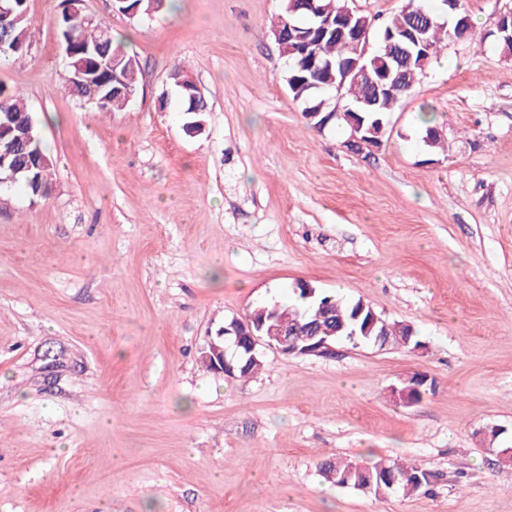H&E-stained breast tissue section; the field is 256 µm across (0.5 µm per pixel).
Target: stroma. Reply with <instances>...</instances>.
<instances>
[{
    "label": "stroma",
    "mask_w": 512,
    "mask_h": 512,
    "mask_svg": "<svg viewBox=\"0 0 512 512\" xmlns=\"http://www.w3.org/2000/svg\"><path fill=\"white\" fill-rule=\"evenodd\" d=\"M449 42L374 150L316 131L284 81L282 0H179L150 17L85 0L141 66L125 111L67 95L57 0H28L0 58L51 155L54 191L0 184V512H512V0H463ZM208 103L201 132L171 79ZM432 121L448 145L422 139ZM306 281L411 325L424 348L342 341L204 369L226 320ZM415 405L391 390L414 373ZM418 466L412 494L324 481L321 460ZM26 6L20 7L16 5L15 12L10 6L4 7L0 4V27L3 26L5 29L11 26L12 16H18V19L14 25L10 27V46L16 45V47H28L31 45L30 31L33 26V21L29 17L28 12L22 14L23 9ZM403 387L398 389L393 388L392 392L399 401L406 404H415L420 402L424 396L428 393V389H432V382H429V378L426 374L415 373L403 380ZM423 386L427 387L426 392L423 394L421 389Z\"/></svg>",
    "instance_id": "stroma-1"
}]
</instances>
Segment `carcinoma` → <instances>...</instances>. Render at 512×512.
<instances>
[{
  "label": "carcinoma",
  "mask_w": 512,
  "mask_h": 512,
  "mask_svg": "<svg viewBox=\"0 0 512 512\" xmlns=\"http://www.w3.org/2000/svg\"><path fill=\"white\" fill-rule=\"evenodd\" d=\"M321 14L326 19L336 20L337 13L348 6V0H315ZM67 0H60V13L58 17V30L68 29V40L75 50L85 46H94L102 42L108 43V53H123L121 68L122 77L127 87L135 92L139 85L140 66L137 58L130 54L122 41L113 37L112 31L104 24L88 23L82 16H74L70 21H64L67 11ZM355 19L362 25L369 26L370 31H375L378 37L390 29H398L411 25L413 20L424 22L426 51L414 57L411 65L400 71H392L394 80L393 94L384 101V107L380 112L363 111L362 99L366 96L368 88L364 85L349 87L346 96L340 102V109L333 111V106H325L320 115L309 121L312 127L325 129L329 126L343 125L351 127V122H362L364 126L376 125L386 121V114L393 111L401 97L406 95L413 87V82L419 80L426 72L430 63L439 54L441 44L450 39L449 28L441 22L442 9L434 10L423 4V0H406L402 9L385 25L374 28L373 19L353 11ZM14 15L18 19L10 27V45L28 47L31 45L30 31L33 21L29 15L23 13V8H15ZM301 28H308L311 25V18L302 8V0H284L282 9L276 19L271 22V29H287L288 24ZM281 54L286 58L288 65L286 71V84L292 99L297 101L301 108H306L307 103L316 104L323 101L318 95L319 89L311 90L304 86V83L297 80L300 75L295 65V55L290 49L288 40L278 43ZM318 57L324 62H330L333 68H338L347 62L352 53L347 43L334 38L325 39L312 47ZM70 95L77 101L91 103L101 112H120L127 107L123 97L105 93V90H97V86L87 84L69 90ZM6 108L12 111L14 121L19 125L37 126L32 114L27 109L23 99L12 93L0 89V109ZM0 154L10 155L17 165L24 167L32 165L30 176L43 187L50 189L53 186L49 175L53 167V160L41 144L40 138L28 148L21 150L17 148L11 137L0 139ZM372 306L358 299L346 301L333 295L326 294L320 290L316 291L315 297L304 298L302 285H297L294 291V301L285 303L277 300L262 303L255 306L249 316L256 320L264 317H277L286 330L296 336L307 335L306 327L315 325L325 330L331 329L336 332V338L340 341L357 343H373L375 336L380 334V327L383 322L379 321L375 326H370V315ZM320 471L325 480L339 488L360 489L372 486L373 491L381 490L383 494L402 491L412 493L419 491L423 482L421 470L414 465L391 463L386 460H379L370 466L361 467L348 459L335 458L327 459L320 463ZM397 477L394 487H389L391 477Z\"/></svg>",
  "instance_id": "cac0c4a2"
}]
</instances>
